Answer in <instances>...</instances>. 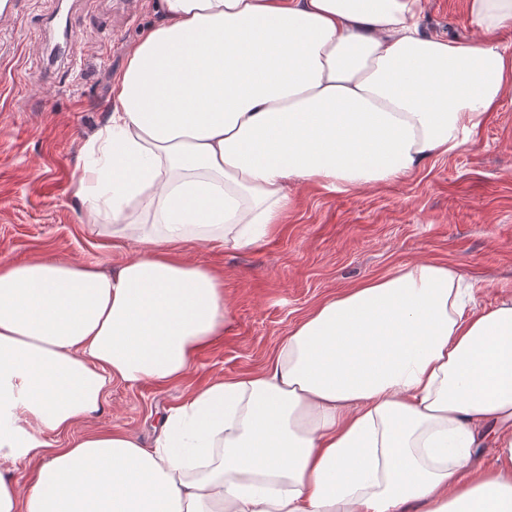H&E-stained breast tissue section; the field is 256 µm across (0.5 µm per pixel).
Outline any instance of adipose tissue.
<instances>
[{
  "mask_svg": "<svg viewBox=\"0 0 512 512\" xmlns=\"http://www.w3.org/2000/svg\"><path fill=\"white\" fill-rule=\"evenodd\" d=\"M468 10L458 41L423 30V0H154L78 188L133 251L0 264V512H512V293L477 308L431 259L312 307L153 446L73 434L113 381L169 385L223 334L199 246L262 243L290 185L388 184L470 141L512 92V0Z\"/></svg>",
  "mask_w": 512,
  "mask_h": 512,
  "instance_id": "ef3b65f1",
  "label": "adipose tissue"
}]
</instances>
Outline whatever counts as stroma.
I'll return each instance as SVG.
<instances>
[{
    "label": "stroma",
    "mask_w": 512,
    "mask_h": 512,
    "mask_svg": "<svg viewBox=\"0 0 512 512\" xmlns=\"http://www.w3.org/2000/svg\"><path fill=\"white\" fill-rule=\"evenodd\" d=\"M58 9L72 14V57L50 66L44 46L60 33L35 37L31 24ZM155 19L153 0L134 11L126 0H19L0 54V263L43 255L109 269L129 256L111 225L82 223L76 189L91 161L88 138L109 123L112 81ZM423 26L467 41L477 36L467 0H425ZM19 96L31 101L29 111L15 108ZM289 194L286 222L262 244H206L192 254L224 274L223 336L171 385L113 382L101 410L74 435L121 429L152 444L160 418L190 392L260 370L315 304L400 263L445 261L474 283L478 308L494 306L512 291V92L467 144L409 178L336 193L294 185Z\"/></svg>",
    "instance_id": "1"
}]
</instances>
